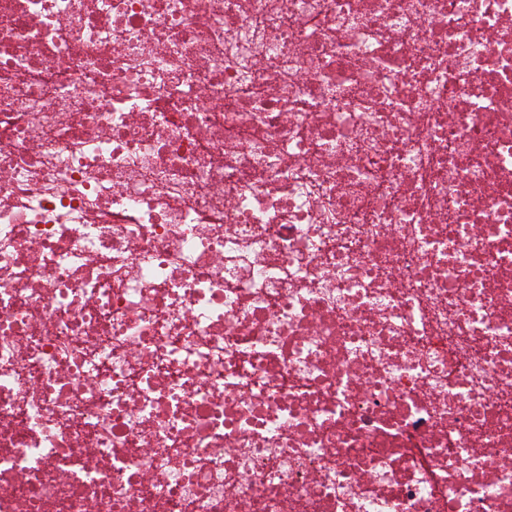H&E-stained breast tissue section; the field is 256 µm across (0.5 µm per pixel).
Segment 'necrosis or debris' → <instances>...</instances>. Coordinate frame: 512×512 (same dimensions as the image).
<instances>
[{
	"label": "necrosis or debris",
	"mask_w": 512,
	"mask_h": 512,
	"mask_svg": "<svg viewBox=\"0 0 512 512\" xmlns=\"http://www.w3.org/2000/svg\"><path fill=\"white\" fill-rule=\"evenodd\" d=\"M0 512H512V0H0Z\"/></svg>",
	"instance_id": "necrosis-or-debris-1"
}]
</instances>
